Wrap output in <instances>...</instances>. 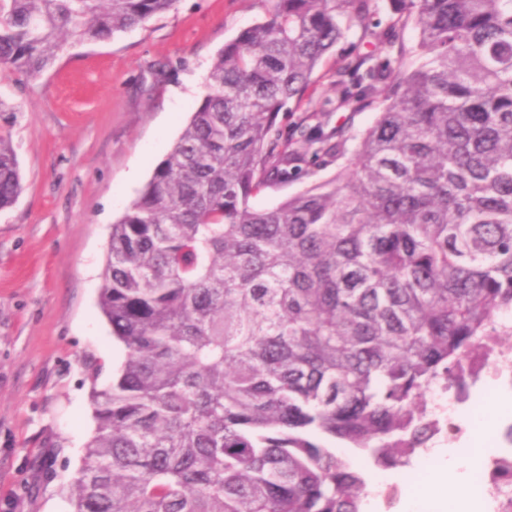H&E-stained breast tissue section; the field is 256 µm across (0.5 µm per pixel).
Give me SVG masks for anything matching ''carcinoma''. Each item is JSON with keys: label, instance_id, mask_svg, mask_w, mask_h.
I'll return each mask as SVG.
<instances>
[{"label": "carcinoma", "instance_id": "cac0c4a2", "mask_svg": "<svg viewBox=\"0 0 512 512\" xmlns=\"http://www.w3.org/2000/svg\"><path fill=\"white\" fill-rule=\"evenodd\" d=\"M176 2L0 0V65L35 78ZM268 2L112 224L99 308L126 356L92 388L72 512H363L369 473L327 442L411 466L428 391L512 313V0ZM351 31L320 111L375 122L283 138ZM21 192L0 137V210ZM336 173V164L328 167L325 170L316 171L313 173L310 171L300 180L288 183L287 185L281 186L274 190H265L252 198V204L256 208H270L277 205L283 199L292 195L304 187L309 186L314 181L319 179H327L330 178L333 174Z\"/></svg>", "mask_w": 512, "mask_h": 512}]
</instances>
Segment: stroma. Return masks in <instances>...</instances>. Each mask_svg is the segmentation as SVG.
I'll use <instances>...</instances> for the list:
<instances>
[{
    "label": "stroma",
    "mask_w": 512,
    "mask_h": 512,
    "mask_svg": "<svg viewBox=\"0 0 512 512\" xmlns=\"http://www.w3.org/2000/svg\"><path fill=\"white\" fill-rule=\"evenodd\" d=\"M267 0H177L107 40L66 48L36 79L0 70V135L23 190L0 210V512H71L68 485L95 429L91 391L122 365L98 306L112 223L178 140L225 43ZM487 446L512 385L477 383Z\"/></svg>",
    "instance_id": "stroma-1"
}]
</instances>
